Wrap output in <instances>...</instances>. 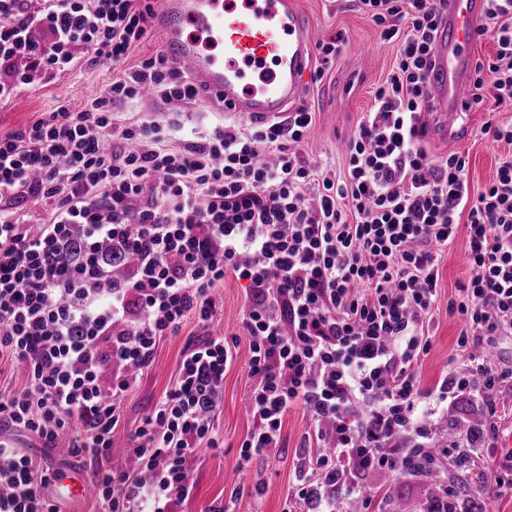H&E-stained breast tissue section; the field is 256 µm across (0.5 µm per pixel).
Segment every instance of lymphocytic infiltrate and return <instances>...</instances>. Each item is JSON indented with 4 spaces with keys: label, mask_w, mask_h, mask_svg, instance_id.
Instances as JSON below:
<instances>
[{
    "label": "lymphocytic infiltrate",
    "mask_w": 512,
    "mask_h": 512,
    "mask_svg": "<svg viewBox=\"0 0 512 512\" xmlns=\"http://www.w3.org/2000/svg\"><path fill=\"white\" fill-rule=\"evenodd\" d=\"M357 2L398 52L338 176L295 149L315 122L308 105L284 123L214 127L180 150L164 147L160 125H116L115 106L142 90L169 103L198 96L163 53L127 63L151 0H0V103L81 62L114 72L80 111L61 105L0 134V357L26 375L23 390L0 394V423L47 447L68 436L72 454L95 463L99 512H180L198 447H218L215 410L234 353L212 336L187 350L131 434L142 475L110 464L133 373L188 317L213 318L228 271L250 288L256 424L241 460L279 447L294 407L309 413L313 442L332 424L330 450L299 460L292 493L306 512L367 496L365 470L406 474L415 459L453 456L423 440L433 409L459 393L494 405L506 373L487 357L472 356L470 374L440 377L426 409L415 367L432 346L443 253L458 233L472 270L448 302L464 322L459 351L498 348L512 331V159L474 193L466 155L436 161L423 146L439 0ZM485 2L478 35L495 52L476 61L472 102L512 106V0ZM31 196L50 204L36 219L24 209ZM75 232L84 255L73 263L61 251ZM103 241L136 253L128 277H112ZM51 479L0 440V512H61L45 493Z\"/></svg>",
    "instance_id": "obj_1"
}]
</instances>
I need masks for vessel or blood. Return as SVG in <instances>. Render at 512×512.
I'll list each match as a JSON object with an SVG mask.
<instances>
[{
	"label": "vessel or blood",
	"instance_id": "vessel-or-blood-1",
	"mask_svg": "<svg viewBox=\"0 0 512 512\" xmlns=\"http://www.w3.org/2000/svg\"><path fill=\"white\" fill-rule=\"evenodd\" d=\"M152 16L169 65L203 101L253 123L286 119L307 95L315 53L297 0H157ZM485 0H442L427 76V134L450 142L466 128Z\"/></svg>",
	"mask_w": 512,
	"mask_h": 512
}]
</instances>
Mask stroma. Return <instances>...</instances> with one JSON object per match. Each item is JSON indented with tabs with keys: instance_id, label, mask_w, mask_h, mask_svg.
Listing matches in <instances>:
<instances>
[{
	"instance_id": "1",
	"label": "stroma",
	"mask_w": 512,
	"mask_h": 512,
	"mask_svg": "<svg viewBox=\"0 0 512 512\" xmlns=\"http://www.w3.org/2000/svg\"><path fill=\"white\" fill-rule=\"evenodd\" d=\"M298 2L310 20L314 40L340 35L349 49L346 56L325 71L320 81L310 82L306 102L314 109L316 120L299 147L303 158L340 175L346 166L348 139L359 119L370 110L376 87L393 66L397 46L381 39L373 23L358 11L354 0ZM111 78L109 71L83 65L48 85L24 88L11 103L0 105V133L24 127L40 113L52 111L59 104L90 103ZM115 113L117 124L125 126L151 122L161 126L178 124V131L165 141L166 147L173 150L226 120L220 108L198 100L175 106L150 96L119 105ZM490 119L503 125L512 124V107L502 106L492 111L484 107L476 109L464 140L453 147L436 144L429 137L423 140L426 151L435 160L446 157L452 150L468 154V180L474 190L488 184L499 164L512 157V145L491 142L483 135L482 126ZM467 251V238L461 234L443 255L432 348L416 366L420 384L425 389L432 387L448 370L461 368L462 355L456 340L463 322L449 315L448 301L457 297L459 288L471 275ZM214 297L216 313L212 320L203 324L188 319L178 335L166 337L159 343L152 366L138 373L123 402L113 445L128 446L130 433L176 378L188 343L210 335H224L236 342V359L224 374V387L214 419L224 444L216 451L206 447L198 452L191 468L194 494L182 504L181 510L212 512L213 508L230 501L235 512H294L296 503L290 500L289 494L295 477L296 452L302 448L310 431V416L303 408H293L282 421L281 448L251 462H241L240 445L255 424L247 411L246 399L252 381L248 375L249 341L242 331L249 290L245 281L229 274L223 285L215 289ZM496 406V412H489L479 397L468 392L461 393L449 405L448 411L452 414L468 411L485 416L488 423L495 425L496 433L478 445L462 444L460 452L469 456L470 467H460L451 458L440 461L441 479L454 484L466 483L473 480L475 467H497L501 457L512 453V381L500 388ZM0 436L12 439L52 471L66 469L85 476L93 470L89 461L73 457L67 440L46 448L20 429H2ZM365 483L374 489L394 488L395 501L377 499L367 508L360 500L348 499L342 505L343 512H422L431 491L426 478L418 474L378 471L366 477Z\"/></svg>"
}]
</instances>
